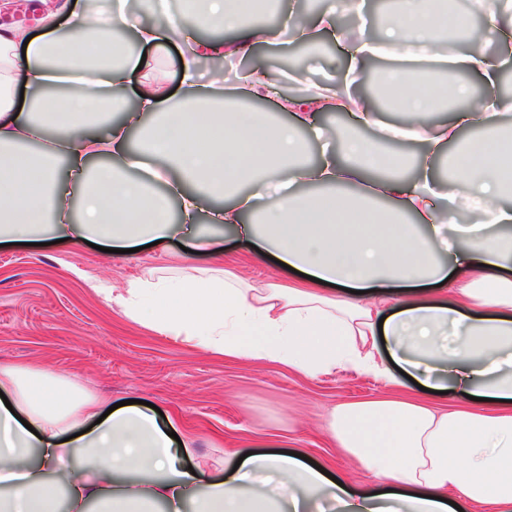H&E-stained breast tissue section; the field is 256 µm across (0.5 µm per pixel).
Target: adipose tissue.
Listing matches in <instances>:
<instances>
[{"mask_svg": "<svg viewBox=\"0 0 512 512\" xmlns=\"http://www.w3.org/2000/svg\"><path fill=\"white\" fill-rule=\"evenodd\" d=\"M191 17L138 24L125 4L97 15L108 37L95 54L78 47L88 16L59 0L41 35L0 27V244L93 240L130 249L181 236L180 267L144 268L124 287L98 285L105 301L150 330L227 359L273 362L308 376L355 369L384 380L388 395L340 404L327 425L340 453L373 484L333 481L288 453L243 461L202 455L193 437L174 440L173 422L148 408H111L108 399L30 364L0 366V512H306L327 498L340 512H512V134L498 117L501 59L512 56V0H477L497 54L470 46L447 56L457 74L451 99L468 98V75L488 94L450 125L431 121L439 69L431 51L448 24L444 0H397L380 51L396 63L394 111L409 123L384 126L382 140L455 143L454 163L481 212L448 240L437 220L436 169L429 157L414 181L374 175L400 165L371 141L345 136L313 167L301 131L329 142L321 112L372 125L369 101L354 92L370 60L355 44L346 90L304 82L281 96L277 125L262 113L211 112L224 99L198 66L247 56L268 43L288 48L334 28L343 0L297 23L253 28L258 0H190ZM219 29L190 39L189 18ZM144 44H179L184 106L168 108L162 70L141 63L117 34ZM140 70L136 109L98 133L115 112L128 71ZM30 92L20 112L17 90ZM473 135L458 140L460 125ZM41 140L42 152H28ZM64 158L66 174L56 170ZM306 182L323 193L300 192ZM390 202L382 211L377 200ZM178 202L180 222L170 204ZM235 227L242 240L300 272L258 283L224 267L220 239L199 234L200 214ZM413 223H405V215ZM211 258L199 266L193 253ZM451 404H437V392Z\"/></svg>", "mask_w": 512, "mask_h": 512, "instance_id": "1", "label": "adipose tissue"}]
</instances>
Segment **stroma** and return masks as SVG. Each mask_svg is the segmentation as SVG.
Returning a JSON list of instances; mask_svg holds the SVG:
<instances>
[{
  "label": "stroma",
  "instance_id": "1",
  "mask_svg": "<svg viewBox=\"0 0 512 512\" xmlns=\"http://www.w3.org/2000/svg\"><path fill=\"white\" fill-rule=\"evenodd\" d=\"M124 38L134 56L160 61L171 103L181 107L178 50L143 48L129 31ZM317 43L318 50L306 55L296 47L277 53L262 44L244 64L280 79L300 55L313 82L341 84L347 45L329 34ZM218 233L226 268L254 280L276 276L272 260L247 251L231 228ZM179 252L175 241L129 257L63 242L1 247L0 365L36 364L113 402H150L174 418L178 432L196 437L206 454L276 445L371 485L368 474L353 470L332 447L324 414L343 402L385 394L379 379L352 369L310 377L279 364L217 357L126 318L92 288L99 280L121 286L146 267L177 265Z\"/></svg>",
  "mask_w": 512,
  "mask_h": 512
}]
</instances>
